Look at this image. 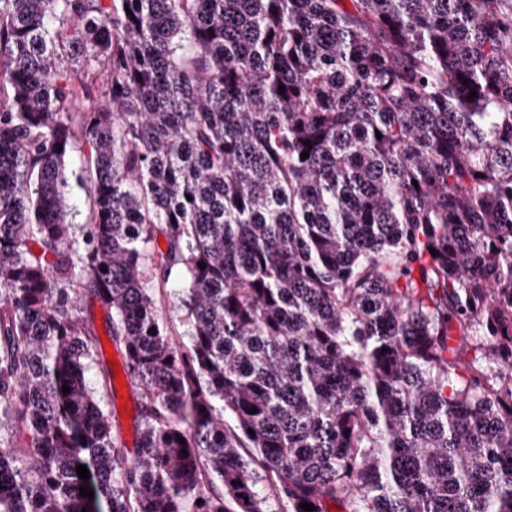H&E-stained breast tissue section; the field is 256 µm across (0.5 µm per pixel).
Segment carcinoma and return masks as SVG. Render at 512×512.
<instances>
[{
  "instance_id": "cac0c4a2",
  "label": "carcinoma",
  "mask_w": 512,
  "mask_h": 512,
  "mask_svg": "<svg viewBox=\"0 0 512 512\" xmlns=\"http://www.w3.org/2000/svg\"><path fill=\"white\" fill-rule=\"evenodd\" d=\"M262 481L512 512V0H0V512ZM122 380L126 381V378H122ZM116 385V394L115 398L112 402V411L114 412V418L117 421V424L120 427L121 431V437L123 444L126 446L127 450L131 453L134 451V448L136 446L137 438L139 435V427L138 422L136 420V414H137V402L139 401L138 393L135 389H133L129 383L126 381L125 393H120V385ZM123 394L127 396V404L128 408L127 411H132L131 418H128V420H124L125 414H121L120 406L122 399L119 398V395Z\"/></svg>"
}]
</instances>
